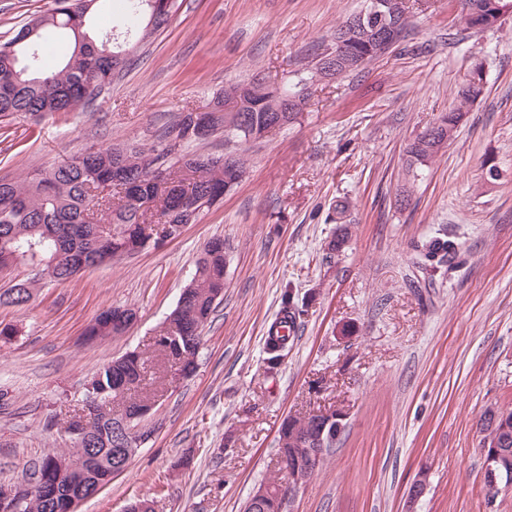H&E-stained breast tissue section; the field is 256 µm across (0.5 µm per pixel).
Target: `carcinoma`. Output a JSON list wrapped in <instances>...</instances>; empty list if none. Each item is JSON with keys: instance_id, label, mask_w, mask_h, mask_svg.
Here are the masks:
<instances>
[{"instance_id": "obj_1", "label": "carcinoma", "mask_w": 512, "mask_h": 512, "mask_svg": "<svg viewBox=\"0 0 512 512\" xmlns=\"http://www.w3.org/2000/svg\"><path fill=\"white\" fill-rule=\"evenodd\" d=\"M97 2L53 0L52 8L24 19L0 41V123L90 107L96 97L86 93V85L93 79L101 83L111 80L115 56L128 62V56L167 27L172 17L166 0H125L126 19L121 28L96 40L90 36L89 26ZM462 2V20L476 32L498 29L512 17V0ZM388 25L398 27L399 38H404L407 9L398 7L392 14L377 15L362 24L352 15L337 25L330 41L344 43L347 51L336 62V70L346 76L383 54L374 29ZM53 35L66 36L73 44L69 58L57 64L49 63L45 53ZM321 60L322 55H317L310 76L282 85V97H289L299 86L312 90L321 80ZM471 77L470 89L459 91L461 107L441 116L439 126L430 128L434 137L428 141L418 137L408 144V165L425 164L455 135L464 116L463 106L484 92L482 68H475ZM275 106L273 97H252L245 99L238 111L226 112L221 92L213 98L211 110L200 115L189 110L180 113L163 138L176 131L182 142H197V128L203 122L214 134L222 132L226 139L247 143L263 137L272 124L292 123L303 112L301 107L296 112H277ZM245 174V160L231 153L226 160L218 155L212 163L202 164L197 153L170 157L163 148L145 150L122 144L75 156L32 178H0V270L23 263L39 273L48 270L54 281L67 283L84 264L121 260L129 246L158 238L161 218L180 224L192 211L193 222H198ZM346 212L345 204H336L340 227L327 243L330 255L345 245L342 223ZM459 252L457 242L433 237L422 245L420 255L426 267L446 263L451 269ZM225 267L224 240L213 238L205 245L195 277L169 316L163 335L175 336L179 343L161 354L183 371L193 369L202 331L224 295ZM30 298V283L23 282L0 293V304L21 306ZM301 314L291 295H284L264 342L265 373L274 374L288 355ZM126 329L116 310L109 309L88 326L86 334L121 336ZM148 366L149 357L134 350L100 367L84 384V394L96 396L88 404V431L81 442L48 452L26 468L23 484L33 492L21 512H68L73 499L87 498L112 480L117 441L138 425V414L158 397L156 392L144 393ZM306 436L322 438L324 448L336 443L332 428L321 431L317 417L287 418L278 430V455H288ZM68 460L75 468L56 480L59 463ZM281 483L280 479L268 482L265 495L246 503V512H287L277 496Z\"/></svg>"}]
</instances>
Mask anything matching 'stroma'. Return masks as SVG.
<instances>
[{
    "mask_svg": "<svg viewBox=\"0 0 512 512\" xmlns=\"http://www.w3.org/2000/svg\"><path fill=\"white\" fill-rule=\"evenodd\" d=\"M171 23L114 75L92 108L0 130V177L25 178L90 148L159 145L186 109L261 74L295 81L331 31L365 0H179ZM410 31L361 71L316 84L297 121L243 144L216 136L200 153L241 154L247 174L180 236L60 284L41 275L21 306H0V483L70 447L62 432L87 380L132 350L152 351L205 244L223 238L224 298L203 330L197 367L172 380L139 424L126 471L76 512H243L278 475L284 418L340 408L345 427L290 512H512L487 507L477 420L512 408V19L477 33L460 0H415ZM485 90L420 176L405 148L459 104L475 64ZM500 176L489 182L484 162ZM348 242L328 255L336 200ZM461 247L427 276L418 245ZM302 304L294 344L273 375L264 338L284 292ZM131 307L126 334L86 342L103 311ZM429 484L413 510L408 488Z\"/></svg>",
    "mask_w": 512,
    "mask_h": 512,
    "instance_id": "1",
    "label": "stroma"
}]
</instances>
